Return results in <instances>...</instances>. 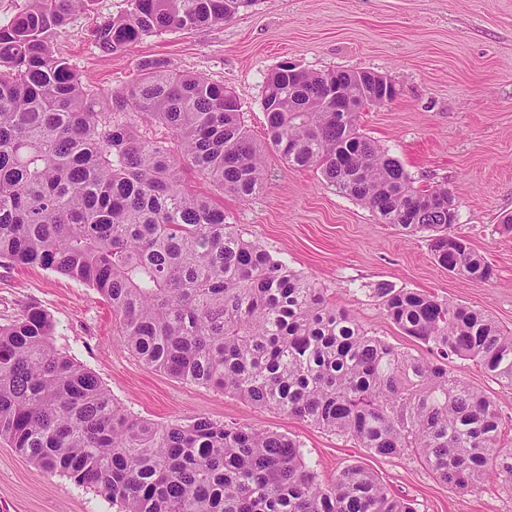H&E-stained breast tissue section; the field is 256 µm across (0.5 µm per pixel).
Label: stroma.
I'll return each instance as SVG.
<instances>
[{
    "label": "stroma",
    "instance_id": "obj_1",
    "mask_svg": "<svg viewBox=\"0 0 512 512\" xmlns=\"http://www.w3.org/2000/svg\"><path fill=\"white\" fill-rule=\"evenodd\" d=\"M126 8L127 0H94L92 11L75 15L57 36L56 48L86 85L107 98L137 79L141 62L163 61L232 88L260 140L265 78L281 62L389 77L400 94L362 112V132L402 163L416 188L448 187L458 205L457 230L494 268L492 280L449 273L435 262L425 235H402L362 202L338 194L320 171L288 167L272 152L266 163L273 177L257 195L221 197L227 220L402 350L428 354L386 318L372 293L383 281L472 306L512 330V234L495 231L512 214V0H256L230 21L102 52L89 28ZM30 305L52 315L55 347L94 372L135 416L158 424L204 416L277 431L301 444L323 482L360 464L415 512H512V490L501 482L462 492L436 479L414 454L380 457L352 439L148 368L114 335L112 311L95 289L0 259V325ZM451 368L496 402L512 435V389L472 361L457 359ZM0 512L118 508L67 477L40 471L0 439Z\"/></svg>",
    "mask_w": 512,
    "mask_h": 512
}]
</instances>
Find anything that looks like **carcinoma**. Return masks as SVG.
Masks as SVG:
<instances>
[{
    "mask_svg": "<svg viewBox=\"0 0 512 512\" xmlns=\"http://www.w3.org/2000/svg\"><path fill=\"white\" fill-rule=\"evenodd\" d=\"M93 0H23L0 22V258L95 289L114 334L144 365L346 436L381 457L417 454L456 489L512 488L499 411L451 371L469 360L512 388V333L473 307L380 282L386 317L424 359L369 332L321 289L229 224L189 168L248 199L265 154L314 167L383 224L425 234L437 262L470 280L493 268L456 232L445 185L417 189L401 163L335 112L336 84L363 110L358 71L277 68L258 144L237 94L157 61L110 98L86 86L54 39ZM255 0H127L92 27L105 52L167 30L232 19ZM38 306L0 325V438L38 469L94 488L119 512H413L349 465L324 484L283 434L205 417L154 424L117 405L52 345Z\"/></svg>",
    "mask_w": 512,
    "mask_h": 512,
    "instance_id": "obj_1",
    "label": "carcinoma"
}]
</instances>
